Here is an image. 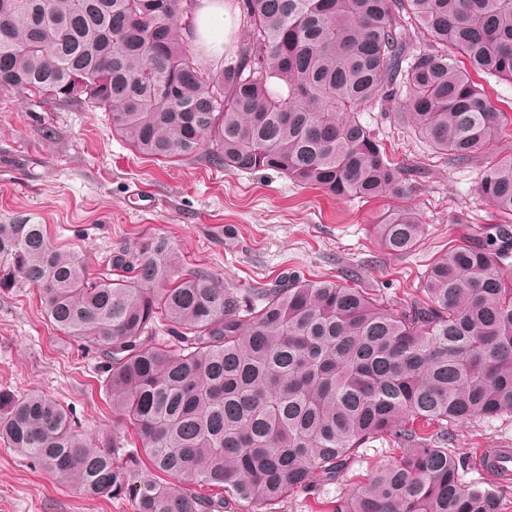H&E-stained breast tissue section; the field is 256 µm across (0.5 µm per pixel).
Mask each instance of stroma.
<instances>
[{
	"instance_id": "1",
	"label": "stroma",
	"mask_w": 512,
	"mask_h": 512,
	"mask_svg": "<svg viewBox=\"0 0 512 512\" xmlns=\"http://www.w3.org/2000/svg\"><path fill=\"white\" fill-rule=\"evenodd\" d=\"M398 110L397 97H387L362 121L403 169L405 190L360 201L273 171H228L204 155L159 164L132 152L103 112L40 107L0 93V224L46 225L52 243L77 254L91 273L109 249L155 234L171 242L188 273L252 284L291 274L339 278L354 270L361 287L396 302L449 241L499 221L475 193L479 164L459 167L434 157L398 122ZM402 207L421 214L425 232L411 253L389 255L374 226ZM99 363L97 354L50 326L35 290L0 288V388L51 396L97 438L113 429ZM451 445L469 459L480 448H512V416L458 425ZM392 453L390 442L368 444L338 484L287 498L275 512H333L337 499ZM0 512L134 510L122 499L83 496L0 442Z\"/></svg>"
}]
</instances>
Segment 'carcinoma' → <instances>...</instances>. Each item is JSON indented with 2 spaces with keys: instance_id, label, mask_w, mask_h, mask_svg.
I'll return each mask as SVG.
<instances>
[{
  "instance_id": "carcinoma-1",
  "label": "carcinoma",
  "mask_w": 512,
  "mask_h": 512,
  "mask_svg": "<svg viewBox=\"0 0 512 512\" xmlns=\"http://www.w3.org/2000/svg\"><path fill=\"white\" fill-rule=\"evenodd\" d=\"M238 4L247 37L214 69L181 23L197 0H0V90L100 110L157 161L203 154L373 199L403 188L360 119L389 89L437 153L485 160L476 195L509 224L507 116L470 71L512 82V0ZM424 230L411 207L376 224L389 255L413 251ZM475 233L486 241L449 247L391 305L335 279L238 288L186 273L156 235L114 249L93 275L44 225L0 224V288L37 289L51 327L98 354L112 415L135 434L88 438L52 397L2 388L0 440L135 512H224L229 500L267 512L338 483L360 449L386 440L399 456L335 512H505L504 492L465 479L449 447L456 424L512 416V246Z\"/></svg>"
}]
</instances>
